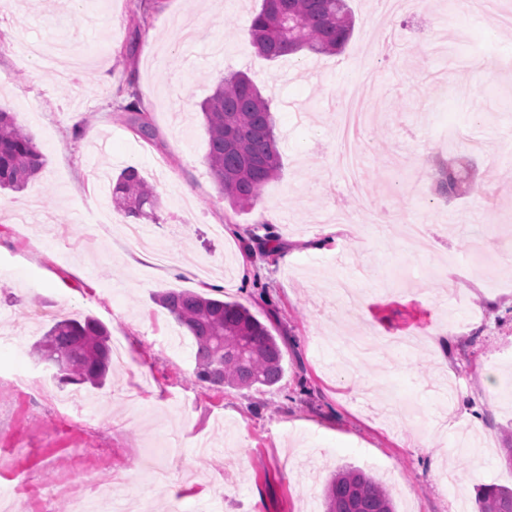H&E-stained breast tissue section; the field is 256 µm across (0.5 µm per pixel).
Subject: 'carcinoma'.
<instances>
[{
  "label": "carcinoma",
  "mask_w": 512,
  "mask_h": 512,
  "mask_svg": "<svg viewBox=\"0 0 512 512\" xmlns=\"http://www.w3.org/2000/svg\"><path fill=\"white\" fill-rule=\"evenodd\" d=\"M352 16L347 0H262L249 25L255 52L266 58L308 51L333 54L348 42ZM127 101L120 117L144 141L155 138L150 112L144 106L135 68L127 72ZM208 134V165L220 194L238 209L254 206L264 186L281 175L275 118L269 102L246 74L221 79L201 104ZM46 164L33 137L0 112V189L18 191ZM436 191L457 196L472 189V180L453 163L433 168ZM124 215L140 219L158 203L154 188L134 167L122 170L112 188ZM160 305L193 337L198 378L235 388L272 386L282 378L284 354L277 337L237 301H224L189 291L167 290ZM109 333L87 318L55 323L34 350L52 361L60 381L100 386L110 364ZM480 512H512V488L486 486ZM325 512H394L386 488L360 469L337 472L324 490Z\"/></svg>",
  "instance_id": "1"
}]
</instances>
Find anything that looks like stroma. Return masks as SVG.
Masks as SVG:
<instances>
[{
    "label": "stroma",
    "mask_w": 512,
    "mask_h": 512,
    "mask_svg": "<svg viewBox=\"0 0 512 512\" xmlns=\"http://www.w3.org/2000/svg\"><path fill=\"white\" fill-rule=\"evenodd\" d=\"M136 2L17 0L0 14V110L46 158L24 189L0 191V489L18 492L15 512H70L89 473L125 488L130 512H324L345 467L382 481L395 512H478L483 487H512V274H497L512 246V75L483 62L512 27L464 11L446 22L442 0L389 16L349 0L342 53L267 60L249 36L261 0H162L137 40ZM32 42L76 62L50 69ZM131 65L151 143L117 114ZM236 71L269 100L283 163L244 211L210 174L199 109ZM351 96L371 115L364 195L336 163ZM438 158L473 165L474 189L440 197ZM129 166L159 196L139 224L164 264L128 244L112 205ZM428 213L432 235L407 240ZM168 289L249 308L280 338L281 380H199L191 336L154 300ZM88 317L123 358L104 386L56 381L32 346ZM374 335L341 377L329 337Z\"/></svg>",
    "instance_id": "stroma-1"
}]
</instances>
